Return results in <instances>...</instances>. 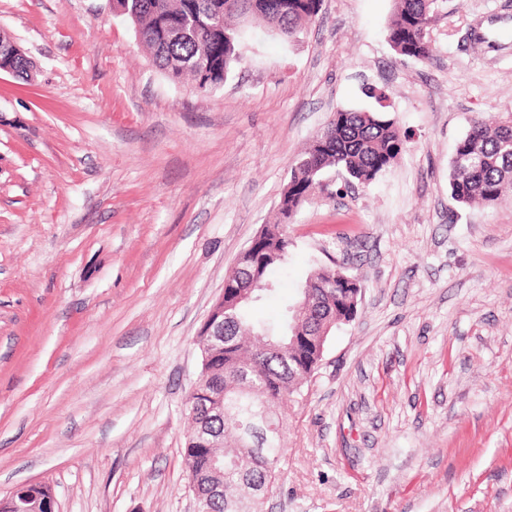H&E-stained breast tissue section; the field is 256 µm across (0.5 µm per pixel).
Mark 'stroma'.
Here are the masks:
<instances>
[{"label": "stroma", "instance_id": "stroma-1", "mask_svg": "<svg viewBox=\"0 0 512 512\" xmlns=\"http://www.w3.org/2000/svg\"><path fill=\"white\" fill-rule=\"evenodd\" d=\"M393 8L323 0L288 45L245 24L201 93L109 0H0L34 62L0 74V499L194 512L186 401L225 275L334 112L382 108L398 161L368 185L324 172L256 308L277 320L335 262L362 288L288 404L264 512H512V198L448 191L471 118L512 115V0H436L428 62L391 48Z\"/></svg>", "mask_w": 512, "mask_h": 512}]
</instances>
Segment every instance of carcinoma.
<instances>
[{
  "mask_svg": "<svg viewBox=\"0 0 512 512\" xmlns=\"http://www.w3.org/2000/svg\"><path fill=\"white\" fill-rule=\"evenodd\" d=\"M122 16L136 27L153 63L173 83L189 77L200 92L224 85L240 60L241 23L261 21L283 42H291L301 26L320 12L322 0H118ZM435 0H394L388 41L399 56L428 62L434 49L427 31L434 20ZM404 139L396 122L378 111L337 110L292 165L279 209L295 214L328 168L347 181L368 185L400 156ZM451 197L462 206L494 205L512 191V118L490 122L473 117L457 145L449 171ZM287 238L270 236L261 249L275 252L274 267L288 259ZM352 289L345 287L338 266H323L308 279L303 297L313 313L336 323L350 321ZM311 336L312 326L287 310L276 327L254 320L247 304L235 308V320L224 323V343L212 348L205 364L213 385L201 391L216 396L218 414L200 413L192 424L208 427L209 443L189 434L183 455L188 477L196 482L202 512H262L264 494L242 499V486L277 491L283 474L281 412L318 368V346L308 344L304 356L285 348L264 350L272 339L284 344L293 331Z\"/></svg>",
  "mask_w": 512,
  "mask_h": 512,
  "instance_id": "carcinoma-1",
  "label": "carcinoma"
}]
</instances>
